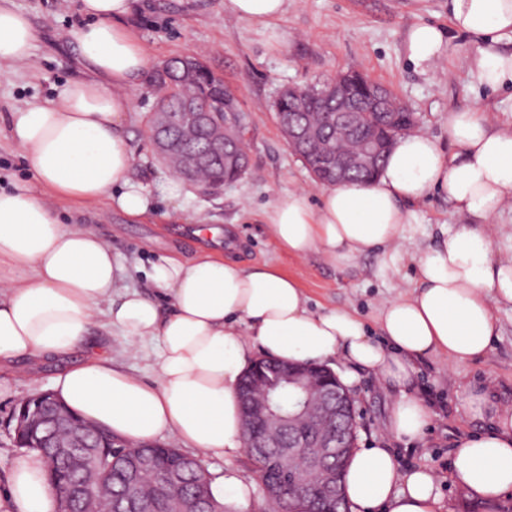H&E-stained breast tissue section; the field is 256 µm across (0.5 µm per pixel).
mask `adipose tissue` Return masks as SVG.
<instances>
[{
  "label": "adipose tissue",
  "instance_id": "ef3b65f1",
  "mask_svg": "<svg viewBox=\"0 0 512 512\" xmlns=\"http://www.w3.org/2000/svg\"><path fill=\"white\" fill-rule=\"evenodd\" d=\"M131 0H80L82 25L70 36L94 73L70 82L58 98L10 112L7 130L43 188L0 189V369L66 357L53 389L76 416L131 444L170 438L184 448L231 460L244 450L240 381L257 356L347 364L344 385L372 371L396 390L389 433L421 442L431 420L425 399L412 393L419 362L448 358L461 367L483 357L498 333L493 308L512 305V259L495 258L492 219L512 196V130H492L485 113L448 114L454 153L423 133L399 137L372 182L326 186L318 203L303 190L278 198L266 229L288 255L322 254L347 266L403 237L412 205L433 192L468 216L416 259L411 295L380 303L371 336L357 314L311 310L299 281L269 263L245 265L207 252L186 259L164 255L147 277L150 296L124 285L125 267L89 225L62 221L64 212L107 205L132 220L154 211L151 195L132 183L133 157L123 133L132 110L130 88L148 70L150 54L123 25ZM454 31L477 50L467 66L495 90L512 84V0H450ZM35 39L29 19L0 0V65L22 66ZM459 46L433 25L408 35L410 59L434 66ZM168 306H161L159 297ZM120 336V350L137 354L157 341V379L149 383L114 363L90 337L97 322ZM469 405L488 417V430L464 438L450 464L452 482L475 500L512 493V406L496 404L488 386L472 387ZM344 496L350 512H442L437 475L401 469L386 448L355 450ZM55 497L38 453L18 460L0 490V512H54Z\"/></svg>",
  "mask_w": 512,
  "mask_h": 512
}]
</instances>
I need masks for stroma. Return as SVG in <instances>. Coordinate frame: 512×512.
<instances>
[{"label": "stroma", "instance_id": "obj_1", "mask_svg": "<svg viewBox=\"0 0 512 512\" xmlns=\"http://www.w3.org/2000/svg\"><path fill=\"white\" fill-rule=\"evenodd\" d=\"M12 5L29 18L35 40L26 64L0 67L1 115L29 101L55 97L69 82L90 76L68 36L81 21L79 0H12ZM123 23L147 46L152 65L188 53L204 54L210 67L235 90L248 115L247 174L205 195L152 161L146 122L156 98L145 81L135 85L133 110L125 123L133 156L130 177L152 194L154 217L133 224L111 210L97 221L88 212L83 218L110 241L113 256L131 266L127 286L146 293L153 286L144 272L158 256L173 251L186 258L196 255L200 244L185 235L187 225L204 222L224 230L235 226L247 239L241 261L271 263L296 277L311 309L346 308L370 323L378 301L412 290L413 255L464 223L447 196L430 195L415 208L416 224L390 247L399 257L396 275L384 271L378 253L335 267L315 253L299 260L281 251L264 228L265 211L288 191L319 189L289 150L271 110L273 98L284 87L320 84L336 72L359 70L388 87L415 113L417 132L433 137L447 152L453 149L448 139L449 111L484 109L496 127L512 129V86L490 90L476 83L464 60L475 50L469 40L460 39L459 56L432 70L409 59L406 41L414 25L429 23L450 31L448 0H289L287 14L270 27L226 14L224 0H133ZM17 184L39 188L19 148L1 135L0 187ZM494 315L499 337L483 358L459 369L443 357L420 363L416 392L432 412L422 442L407 445L389 435L387 419L395 394L371 373H361L350 388L357 447L389 448L401 469L435 471L447 512H512V494L495 503L479 502L468 498L449 477L456 443L485 431L489 424L488 418L474 416L468 408L470 385L488 383L498 402L512 405V306L496 307ZM55 373V366L47 364L33 379L21 373L0 374V488L6 487L17 460L25 454L15 442L17 406L24 398L51 390Z\"/></svg>", "mask_w": 512, "mask_h": 512}]
</instances>
